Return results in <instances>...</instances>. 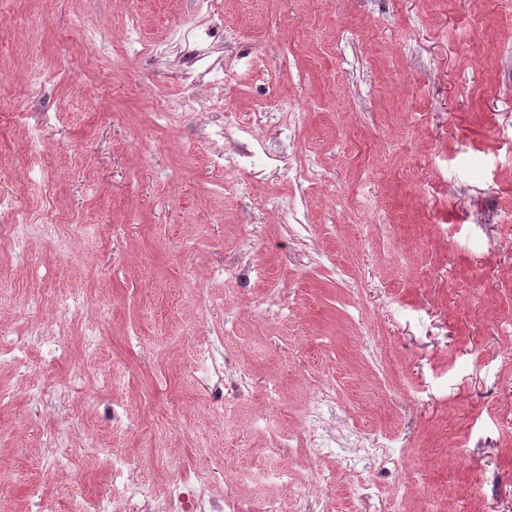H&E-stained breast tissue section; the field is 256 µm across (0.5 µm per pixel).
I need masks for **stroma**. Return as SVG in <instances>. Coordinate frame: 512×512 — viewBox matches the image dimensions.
<instances>
[{
	"instance_id": "35a3bbf8",
	"label": "stroma",
	"mask_w": 512,
	"mask_h": 512,
	"mask_svg": "<svg viewBox=\"0 0 512 512\" xmlns=\"http://www.w3.org/2000/svg\"><path fill=\"white\" fill-rule=\"evenodd\" d=\"M0 93L37 140L0 118V224L52 225L0 254V326L30 369L0 356V512H58L64 491L111 493L90 443L287 508L256 465H291L274 438L329 387L330 512H512V0H0ZM238 77L216 84L225 57ZM254 157L216 135L224 103L249 118ZM309 163L311 176L291 171ZM284 202L288 213L263 208ZM66 357L40 336L62 296ZM224 336L225 378L188 369ZM95 334L94 348L83 338ZM113 406L130 418L116 427ZM395 452L340 472L364 427ZM82 449L52 463L45 439Z\"/></svg>"
}]
</instances>
